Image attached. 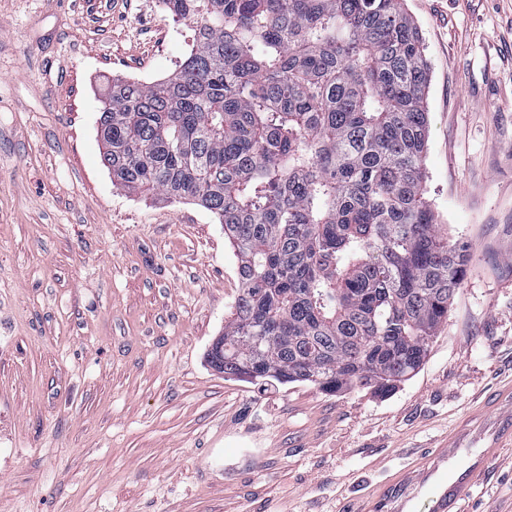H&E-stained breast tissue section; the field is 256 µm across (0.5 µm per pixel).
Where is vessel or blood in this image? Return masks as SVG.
Returning <instances> with one entry per match:
<instances>
[{
  "label": "vessel or blood",
  "mask_w": 512,
  "mask_h": 512,
  "mask_svg": "<svg viewBox=\"0 0 512 512\" xmlns=\"http://www.w3.org/2000/svg\"><path fill=\"white\" fill-rule=\"evenodd\" d=\"M511 447L512 386L490 393L480 411L459 423L424 464L364 500L357 512H414L419 496L430 489L435 512H460L466 491L488 475L500 449Z\"/></svg>",
  "instance_id": "b4317fda"
}]
</instances>
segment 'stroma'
Returning a JSON list of instances; mask_svg holds the SVG:
<instances>
[{
	"label": "stroma",
	"instance_id": "1",
	"mask_svg": "<svg viewBox=\"0 0 512 512\" xmlns=\"http://www.w3.org/2000/svg\"><path fill=\"white\" fill-rule=\"evenodd\" d=\"M430 66L426 198L471 254L389 395L224 378L240 289L214 216L117 189L98 91L192 41L160 0H0V512H350L512 384V0H406ZM463 512H512V454Z\"/></svg>",
	"mask_w": 512,
	"mask_h": 512
}]
</instances>
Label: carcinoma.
<instances>
[{
  "mask_svg": "<svg viewBox=\"0 0 512 512\" xmlns=\"http://www.w3.org/2000/svg\"><path fill=\"white\" fill-rule=\"evenodd\" d=\"M193 41L100 99L112 185L224 225L240 293L207 362L241 381L392 392L469 254L425 198L429 67L404 0H161Z\"/></svg>",
  "mask_w": 512,
  "mask_h": 512,
  "instance_id": "1",
  "label": "carcinoma"
}]
</instances>
